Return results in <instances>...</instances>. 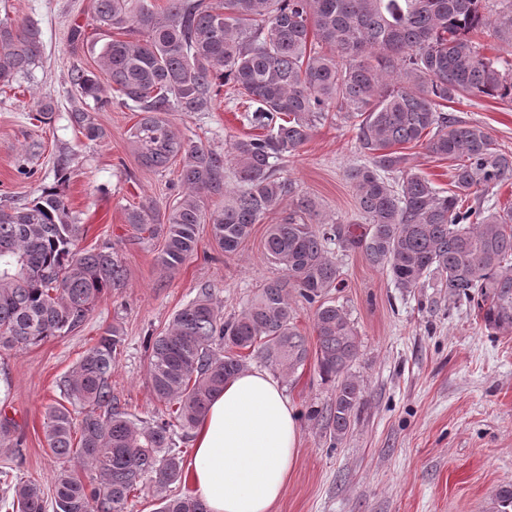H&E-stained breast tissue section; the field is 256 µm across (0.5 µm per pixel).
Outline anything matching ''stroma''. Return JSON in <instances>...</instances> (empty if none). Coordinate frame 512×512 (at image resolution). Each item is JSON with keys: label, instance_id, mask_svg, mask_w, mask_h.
Returning a JSON list of instances; mask_svg holds the SVG:
<instances>
[{"label": "stroma", "instance_id": "35a3bbf8", "mask_svg": "<svg viewBox=\"0 0 512 512\" xmlns=\"http://www.w3.org/2000/svg\"><path fill=\"white\" fill-rule=\"evenodd\" d=\"M90 6L91 0H0V18L37 20L44 43L31 73L14 88H0V206L33 199L65 168L62 190L85 227L80 248L112 245L125 268L123 281L78 331L0 352V381L8 384L0 413L11 421L12 439L11 449L0 450V471L13 470L46 489L69 462L48 447L45 410L61 402L59 382L104 329L118 326L124 338L112 368L113 394L128 413L150 418L157 405L148 380V337L165 333L174 314L201 290L210 291L230 318L261 284L281 276L263 244L269 225L290 209L282 201L235 254H224L204 224L195 257L174 272L159 264L163 232L139 231L125 216L147 201L157 210L168 208L180 190L178 165L157 171L140 165L129 142L136 115L127 109L96 113L106 131L101 140L86 139L70 121L69 77L76 68L95 67L106 39L90 19ZM77 25L84 39L74 44L70 32ZM45 100L55 104L47 125L34 118ZM449 112L481 123L512 149V103L463 99ZM169 118L181 137L222 151L253 133L242 105L224 96L212 111L173 112ZM360 160L352 127L339 117L318 126L282 173L327 217L352 224L360 216L343 173ZM335 258L343 284L329 298L348 311L358 332L360 351L351 371L368 401L336 440L307 417L334 396L315 361L289 376L272 372L300 415L296 466L273 512H491L497 490L512 484V336L488 335L474 309L449 300L445 289L404 294L363 254L339 252Z\"/></svg>", "mask_w": 512, "mask_h": 512}]
</instances>
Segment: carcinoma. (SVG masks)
I'll list each match as a JSON object with an SVG mask.
<instances>
[{
    "label": "carcinoma",
    "mask_w": 512,
    "mask_h": 512,
    "mask_svg": "<svg viewBox=\"0 0 512 512\" xmlns=\"http://www.w3.org/2000/svg\"><path fill=\"white\" fill-rule=\"evenodd\" d=\"M92 13L112 37L96 68L71 76L70 119L96 140L105 131L94 113L128 109L138 114L129 139L139 163L159 170L179 162L183 192L164 213L150 203L126 213L143 231L163 225L162 267L177 271L195 255L201 224L232 255L282 200L292 208L264 243L282 277L227 321L205 292L165 334L147 339L149 381L162 406L152 418L121 410L112 394L120 329H105L85 351L63 381L68 405L45 412L44 434L53 454L96 476L85 482L57 472L54 512H90L93 504L97 512H125L149 482L157 512H208L196 496L164 494L184 472L174 428L196 427L224 383L247 369L245 350L288 373L315 353L335 397L311 417L342 439L366 399L350 373L357 331L342 307L325 300L341 283L332 243L361 252L402 293L437 278L448 298L477 309L489 335H512V209L483 206L512 181V151L483 125L447 113L462 98L512 103V62L485 56L476 40L488 31L512 45V0H92ZM43 49L35 21L1 18L0 86L27 74ZM224 86L244 101L250 125L266 131L233 140L226 154L179 137L168 118L212 111ZM332 112L351 122L364 156L346 171L362 224L323 222L315 200L276 174L275 162L298 153ZM419 143L451 163L448 191L413 171L398 150ZM228 163L240 189L226 198ZM212 199L219 204L209 210ZM84 232L57 185L0 208L1 350L77 331L120 284L119 253L78 248ZM290 288L315 306L313 351L294 322ZM72 406L83 410L78 422ZM0 485L14 512H46L40 483L5 472ZM493 512H512V484L498 490Z\"/></svg>",
    "instance_id": "cac0c4a2"
}]
</instances>
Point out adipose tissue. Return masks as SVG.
<instances>
[{
	"label": "adipose tissue",
	"mask_w": 512,
	"mask_h": 512,
	"mask_svg": "<svg viewBox=\"0 0 512 512\" xmlns=\"http://www.w3.org/2000/svg\"><path fill=\"white\" fill-rule=\"evenodd\" d=\"M300 418L254 368L229 380L194 430L191 477L209 512H272L296 464Z\"/></svg>",
	"instance_id": "ef3b65f1"
}]
</instances>
